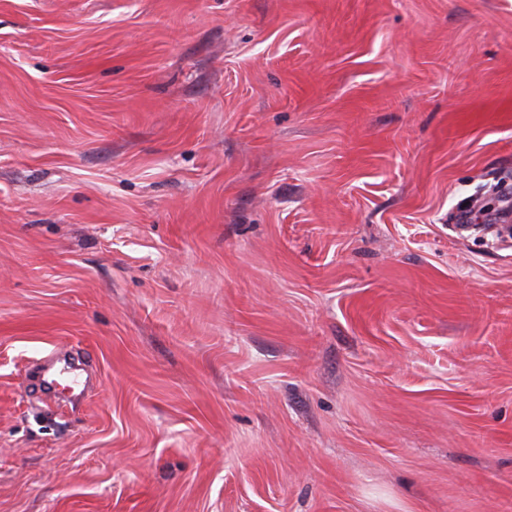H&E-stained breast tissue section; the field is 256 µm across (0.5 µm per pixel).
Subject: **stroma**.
<instances>
[{"mask_svg": "<svg viewBox=\"0 0 512 512\" xmlns=\"http://www.w3.org/2000/svg\"><path fill=\"white\" fill-rule=\"evenodd\" d=\"M512 0H0V512H512Z\"/></svg>", "mask_w": 512, "mask_h": 512, "instance_id": "1", "label": "stroma"}]
</instances>
